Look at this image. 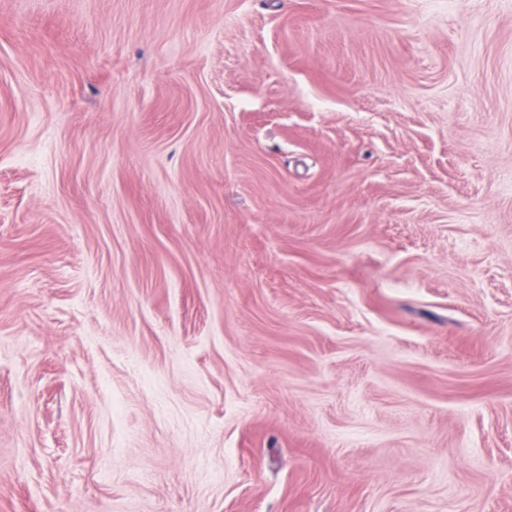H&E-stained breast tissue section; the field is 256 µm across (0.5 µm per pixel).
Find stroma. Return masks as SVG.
Here are the masks:
<instances>
[{"label":"stroma","instance_id":"1","mask_svg":"<svg viewBox=\"0 0 512 512\" xmlns=\"http://www.w3.org/2000/svg\"><path fill=\"white\" fill-rule=\"evenodd\" d=\"M0 512H512V0H0Z\"/></svg>","mask_w":512,"mask_h":512}]
</instances>
